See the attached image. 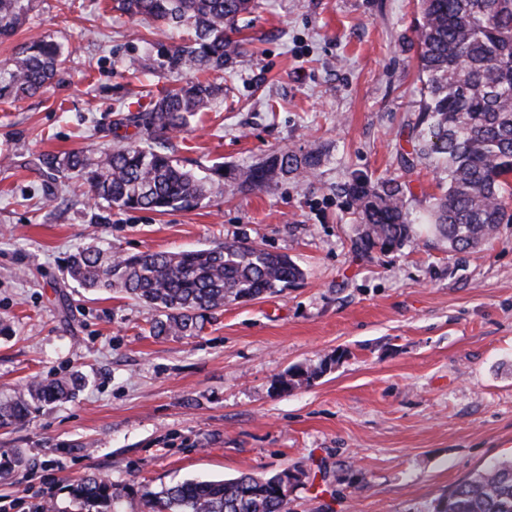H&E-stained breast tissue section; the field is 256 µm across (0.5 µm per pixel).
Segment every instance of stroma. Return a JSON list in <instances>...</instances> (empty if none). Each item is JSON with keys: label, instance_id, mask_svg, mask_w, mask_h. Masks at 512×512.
Listing matches in <instances>:
<instances>
[{"label": "stroma", "instance_id": "1", "mask_svg": "<svg viewBox=\"0 0 512 512\" xmlns=\"http://www.w3.org/2000/svg\"><path fill=\"white\" fill-rule=\"evenodd\" d=\"M418 0H260L224 71V94L175 139L195 172L232 170L323 145L307 178L242 187L188 211H113L79 184L42 207L29 164L116 146V111L137 109L136 75L188 37L113 12L110 0H35L0 41V61L34 34L71 58L46 92L0 104V398L80 372L67 401L0 429V512H88L70 490L96 473L143 493L194 478L302 470L290 512H432L451 486L512 456V225L466 252L420 234L360 256L343 187L397 178L412 215L440 196L428 158L405 170L417 126ZM247 241L288 254L302 281L230 303L192 336L156 337L151 310L119 290L64 278L69 254L112 257ZM336 362L287 393L296 366Z\"/></svg>", "mask_w": 512, "mask_h": 512}]
</instances>
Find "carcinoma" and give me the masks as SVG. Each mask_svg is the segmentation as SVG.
Instances as JSON below:
<instances>
[{
	"label": "carcinoma",
	"instance_id": "1",
	"mask_svg": "<svg viewBox=\"0 0 512 512\" xmlns=\"http://www.w3.org/2000/svg\"><path fill=\"white\" fill-rule=\"evenodd\" d=\"M258 7L257 0H113L112 9L148 19L160 29L187 27L191 37L172 45L153 68L158 78L191 72L189 80L150 99L115 122L135 128L113 149L74 150L62 158L42 155L33 163L46 181L71 179L87 188L95 205L106 203L96 223L121 211L194 209L235 185L264 188L293 173L313 174L323 153L276 152L237 169L224 184V166L199 176L173 156L172 138L224 94V68L242 52L235 38ZM415 28L422 104L417 122L429 137L413 145L447 173V185L427 214L412 218L402 183L377 186L362 176L344 189L357 223L355 250H394L420 229L466 251L499 238L512 224V0H419ZM32 0H0V38L12 36L27 19ZM66 58L64 46L45 36L21 44L0 63V100L43 93ZM66 275L85 288H119L157 312L153 335L179 336L202 330L212 311L282 291L302 280L303 270L285 253L234 241L181 252H144L116 260L93 244L70 255ZM335 359L297 367L275 380L287 392L308 385ZM81 376L33 381L0 400V426L27 422L32 406L72 396ZM75 499L118 512L123 491L91 475L72 489ZM281 473L242 474L232 479H190L146 494L144 512H289ZM433 512H512V459L495 460L455 485Z\"/></svg>",
	"mask_w": 512,
	"mask_h": 512
}]
</instances>
